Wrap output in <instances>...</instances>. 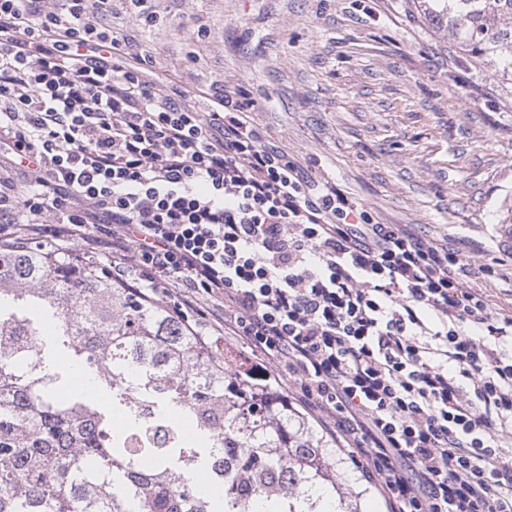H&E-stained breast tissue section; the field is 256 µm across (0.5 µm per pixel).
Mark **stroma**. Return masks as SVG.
Masks as SVG:
<instances>
[{
  "label": "stroma",
  "instance_id": "stroma-1",
  "mask_svg": "<svg viewBox=\"0 0 512 512\" xmlns=\"http://www.w3.org/2000/svg\"><path fill=\"white\" fill-rule=\"evenodd\" d=\"M105 26L189 91L242 87L264 141L335 179L375 221L479 255L508 297L512 254L483 233L512 195V84L460 57L418 0H155Z\"/></svg>",
  "mask_w": 512,
  "mask_h": 512
}]
</instances>
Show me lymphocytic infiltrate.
<instances>
[{"instance_id": "1", "label": "lymphocytic infiltrate", "mask_w": 512, "mask_h": 512, "mask_svg": "<svg viewBox=\"0 0 512 512\" xmlns=\"http://www.w3.org/2000/svg\"><path fill=\"white\" fill-rule=\"evenodd\" d=\"M112 0H0V242L51 238L246 343L389 512H512V303L478 257L380 224L103 27Z\"/></svg>"}]
</instances>
